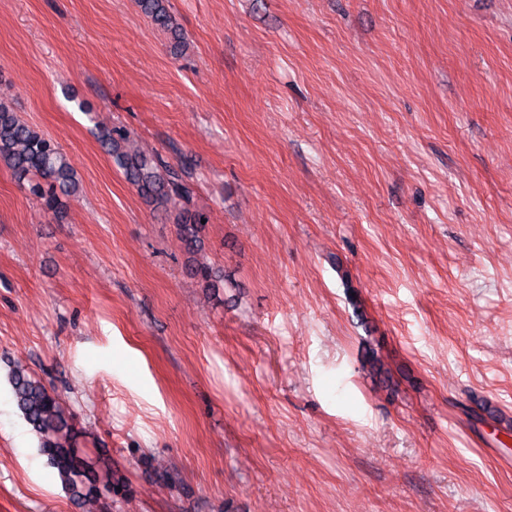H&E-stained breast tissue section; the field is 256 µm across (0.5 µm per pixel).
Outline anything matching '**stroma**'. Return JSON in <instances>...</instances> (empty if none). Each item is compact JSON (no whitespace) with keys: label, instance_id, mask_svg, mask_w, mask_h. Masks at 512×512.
<instances>
[{"label":"stroma","instance_id":"stroma-1","mask_svg":"<svg viewBox=\"0 0 512 512\" xmlns=\"http://www.w3.org/2000/svg\"><path fill=\"white\" fill-rule=\"evenodd\" d=\"M168 9L179 50L0 0V94L81 184L58 224L0 164V512H512V0ZM99 125L183 167L198 255ZM16 363L127 495L65 492Z\"/></svg>","mask_w":512,"mask_h":512}]
</instances>
